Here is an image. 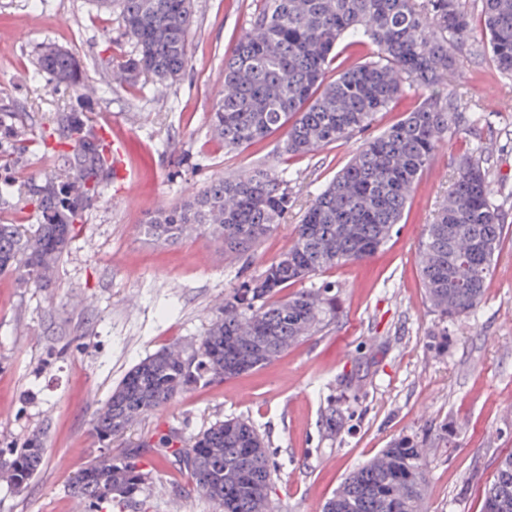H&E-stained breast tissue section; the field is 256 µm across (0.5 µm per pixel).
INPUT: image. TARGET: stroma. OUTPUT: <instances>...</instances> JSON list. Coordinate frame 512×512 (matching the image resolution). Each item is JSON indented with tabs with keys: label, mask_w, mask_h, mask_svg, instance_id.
I'll list each match as a JSON object with an SVG mask.
<instances>
[{
	"label": "stroma",
	"mask_w": 512,
	"mask_h": 512,
	"mask_svg": "<svg viewBox=\"0 0 512 512\" xmlns=\"http://www.w3.org/2000/svg\"><path fill=\"white\" fill-rule=\"evenodd\" d=\"M188 67L179 82H109L132 45L117 12L96 0H0V107L46 123L84 105L109 115L125 142L135 187L108 184L89 209L49 288L0 274V454L35 432L46 461L22 492L0 481V512H216L151 446L160 435L193 436L219 420H248L268 443L278 512H322L340 482L392 440L423 441L427 512H481L483 489L512 451V78L498 74L484 34L455 50L448 96L459 112L416 183L390 240L371 258L306 280L330 286L337 314L321 331L264 368L197 387L136 420L116 448L140 454L150 490L124 505L78 503L73 473L101 452L95 409L127 372L169 346L191 349L225 295L262 273L292 244L307 203L360 144L419 102L411 93L369 128L305 156H283L278 136L226 150L210 116L224 82V54L248 28L257 0H194ZM24 39H16V31ZM86 67L92 95L34 79L42 43ZM180 154H173L172 145ZM486 169L504 217L503 241L476 312L441 326L425 297L419 248L461 160ZM269 166L291 177L295 205L259 246L240 255L194 233L173 244L149 237L145 220L214 177ZM447 335H440V328Z\"/></svg>",
	"instance_id": "1"
}]
</instances>
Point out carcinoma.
I'll return each instance as SVG.
<instances>
[{"label":"carcinoma","instance_id":"cac0c4a2","mask_svg":"<svg viewBox=\"0 0 512 512\" xmlns=\"http://www.w3.org/2000/svg\"><path fill=\"white\" fill-rule=\"evenodd\" d=\"M117 8L133 50L121 68L159 86L180 80L187 65L193 0H96ZM249 31L224 55V84L211 116L212 130L229 150L278 134L283 155H307L371 125L377 113L409 91L426 97L406 116L364 142L308 203L290 248L229 296L190 353L161 348L133 366L96 408L92 432L105 448L73 474L68 492L80 502L123 503L151 479L133 453L112 454V439L179 393L259 369L314 334L336 315L330 288L284 291L346 262L365 260L390 239L411 193L440 141L456 124L444 78L456 65L454 48L475 29L485 33L492 62L512 77V0H483L479 20L459 0H260ZM353 53L371 46L366 61L330 75L342 40ZM38 70L56 88L76 92L83 63L46 42ZM0 113V145L26 130ZM53 169L17 184L0 183V205L16 199L32 208L35 223L0 222V273L26 288H49L67 254L75 225L112 180L101 144L80 108L56 112L32 134ZM290 180L272 168L214 178L191 199L151 216L146 233L174 243L197 231L245 253L269 236L295 203ZM503 234L486 170L464 159L448 198L427 225L419 251L426 297L448 335V323L480 305ZM44 434L0 459V480L25 490L44 461ZM209 448L192 455L193 448ZM158 447L172 457L196 491L219 512H273V465L264 437L248 422L227 419L182 440L165 435ZM424 451L407 437L353 471L323 512H425ZM482 512H512V451L501 456L485 485Z\"/></svg>","mask_w":512,"mask_h":512}]
</instances>
